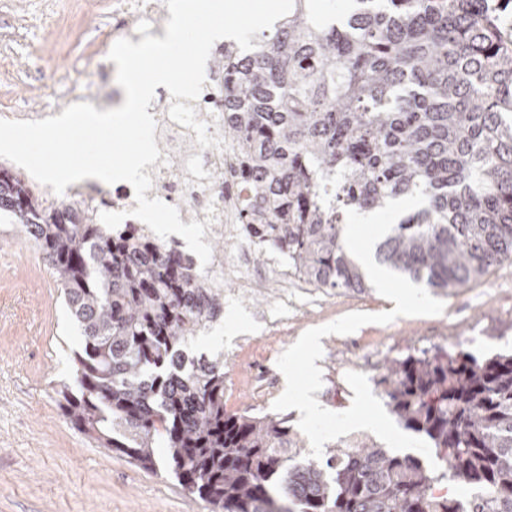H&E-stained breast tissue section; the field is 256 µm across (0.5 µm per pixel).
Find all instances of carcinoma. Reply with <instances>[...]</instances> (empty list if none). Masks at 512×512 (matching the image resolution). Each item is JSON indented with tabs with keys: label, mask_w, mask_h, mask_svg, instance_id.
<instances>
[{
	"label": "carcinoma",
	"mask_w": 512,
	"mask_h": 512,
	"mask_svg": "<svg viewBox=\"0 0 512 512\" xmlns=\"http://www.w3.org/2000/svg\"><path fill=\"white\" fill-rule=\"evenodd\" d=\"M295 0L256 48L215 55L224 140L243 162L241 213L316 288H366L344 245L345 211L423 188L379 259L430 288L512 258V38L492 0H355L320 19ZM0 169V214L23 225L82 330L74 429L169 470L212 512H512V351L437 349L387 361L376 384L447 470L356 441L320 464L271 414L224 409V354L195 340L224 316V285L181 249L109 229ZM446 478L476 490H434Z\"/></svg>",
	"instance_id": "obj_1"
}]
</instances>
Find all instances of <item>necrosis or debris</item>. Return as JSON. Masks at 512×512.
Returning a JSON list of instances; mask_svg holds the SVG:
<instances>
[{
	"mask_svg": "<svg viewBox=\"0 0 512 512\" xmlns=\"http://www.w3.org/2000/svg\"><path fill=\"white\" fill-rule=\"evenodd\" d=\"M152 18L153 0H112L113 39L141 41L138 24ZM149 109L157 122L156 139L168 141L171 150L146 167V174L153 180L146 197L175 206L183 223L209 221L224 227L238 242V251L216 258L209 265L210 278L222 280L224 275L237 272L239 258L261 243L254 226L241 223L238 216V201L245 189L235 152L224 142V76L207 72L203 91L195 101L177 99L167 90H159ZM135 207L130 184L118 182L107 191L91 179L75 184L65 204L66 210L92 219L105 211Z\"/></svg>",
	"mask_w": 512,
	"mask_h": 512,
	"instance_id": "1",
	"label": "necrosis or debris"
}]
</instances>
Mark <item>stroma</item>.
<instances>
[{
  "label": "stroma",
  "instance_id": "1",
  "mask_svg": "<svg viewBox=\"0 0 512 512\" xmlns=\"http://www.w3.org/2000/svg\"><path fill=\"white\" fill-rule=\"evenodd\" d=\"M106 0H0V113L47 112L46 88L63 82L82 94L88 57L108 54ZM247 287L224 285V316L201 351L224 355V404L265 414L284 392L279 356L308 329L352 312L392 310L374 288L296 289L280 311L267 268ZM445 309L367 324L323 337V384L316 399L348 409L350 371L375 380L387 360L443 348L483 358L512 348V261L460 288L433 290ZM80 331L50 269L21 225L0 218V512H210L165 460L146 470L78 433L55 392L76 377Z\"/></svg>",
  "mask_w": 512,
  "mask_h": 512
}]
</instances>
